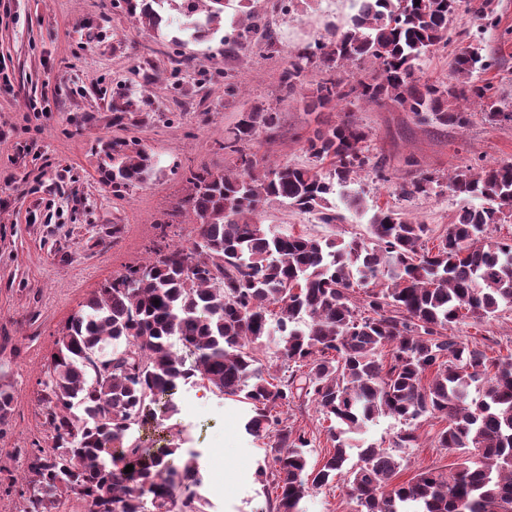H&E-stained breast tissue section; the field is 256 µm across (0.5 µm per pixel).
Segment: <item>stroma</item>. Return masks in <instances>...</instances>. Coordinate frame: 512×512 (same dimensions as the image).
Returning <instances> with one entry per match:
<instances>
[{
    "label": "stroma",
    "instance_id": "obj_1",
    "mask_svg": "<svg viewBox=\"0 0 512 512\" xmlns=\"http://www.w3.org/2000/svg\"><path fill=\"white\" fill-rule=\"evenodd\" d=\"M355 0H310L307 9L282 11L279 0L256 7L277 32L274 45L254 35L249 52L228 55L224 35L181 45L161 42L112 0H0V390L12 410L0 424V512H21L24 459L21 448L48 434L37 400L38 381L68 318L86 298L127 267L144 263L159 242L191 245L196 226L187 217L163 223L165 213L188 191L190 172L223 169L224 132L251 105L276 108L274 140L258 137L249 147L260 161L303 165V142L317 120L344 118L345 108L306 112L303 98L321 80L314 71L294 100L282 101L280 72L291 50L314 42L328 26H347ZM495 26L482 28L473 14L448 22V42L420 64L423 80L446 77L454 56L480 45L496 66L480 73L512 106V0H494ZM193 57L191 75H173V52ZM151 60L160 78L150 86L144 123L112 125V98L140 83ZM242 92L224 93L225 76ZM467 126L424 125L393 102L363 108L356 120L369 132L370 151L386 170L358 179L370 208L406 212L427 224L426 248H434L462 207L446 187L449 174L472 166L512 162V123L485 121L479 105ZM140 140L157 167L150 180L114 195L99 173L103 139ZM437 177L429 193L403 198L399 186L420 174ZM263 223L317 238L369 235L367 213L345 212L342 222L319 223L314 214L285 203L265 207ZM453 335L467 343L489 337L501 355L512 354V307L480 324L462 323ZM180 411L164 427L179 434L183 452L198 456L207 512H265L266 493L257 478L264 460L261 440L247 434L248 405L196 385L183 386ZM401 479L425 469L451 470L455 454L401 448Z\"/></svg>",
    "mask_w": 512,
    "mask_h": 512
}]
</instances>
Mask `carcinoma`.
Listing matches in <instances>:
<instances>
[{
    "label": "carcinoma",
    "mask_w": 512,
    "mask_h": 512,
    "mask_svg": "<svg viewBox=\"0 0 512 512\" xmlns=\"http://www.w3.org/2000/svg\"><path fill=\"white\" fill-rule=\"evenodd\" d=\"M175 1L194 40L224 17L226 0H120L119 7L158 32ZM357 3L347 28H328L290 52L283 98L316 68L324 77L305 101L308 112L390 100L420 123L464 127L474 101L490 123L512 122L496 88L472 80L495 65L480 48H463L446 81L418 75L422 58L447 42L449 18L464 10L492 24V0ZM259 30L268 31L263 17L242 11L226 50L244 49ZM365 59L377 65L371 77L336 80L338 64ZM153 82L148 67L138 87L112 99V126L135 120ZM279 123V113L261 105L240 112L221 145L230 166L190 173V190L168 214L190 217L197 240L158 246L155 258L112 277L70 317L38 381L49 444L23 452L30 492L22 512H206L197 459L175 465L180 444L159 433L189 383L250 405L244 429L267 440L259 472L273 491L267 512H301L310 492L343 475L355 512H512V355L489 357L448 335L466 318L479 323L512 306V240L489 236L491 225L512 221V163L448 177L449 191L481 204L458 210L434 252L422 246L427 225L389 208L372 214L366 239L275 233L259 218L272 201L334 224L343 218L336 200L364 209L350 188L360 173L370 168L386 179L351 112L317 123L304 140L306 165L269 166L246 152ZM101 152L102 180L115 193L154 173L138 140L114 136ZM435 182L422 173L400 189L410 198ZM356 288L364 290L358 306ZM272 341L264 368L260 355ZM310 404L330 422L332 449L317 465L314 435L280 417L282 408ZM381 416L401 423L393 447L427 444L456 454L455 467L401 481L394 454L369 445L360 464L344 470L348 434ZM432 419L447 425L422 435L421 423Z\"/></svg>",
    "instance_id": "carcinoma-1"
}]
</instances>
